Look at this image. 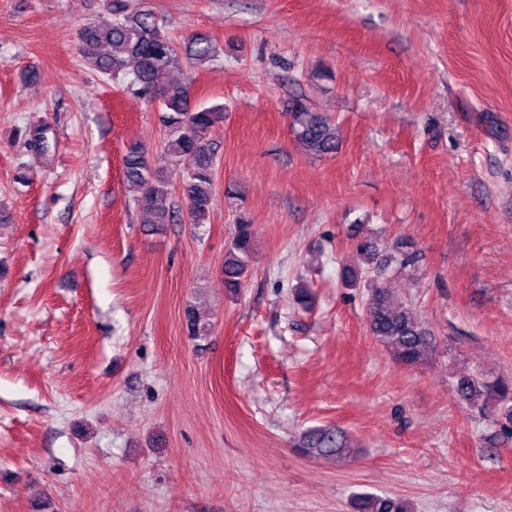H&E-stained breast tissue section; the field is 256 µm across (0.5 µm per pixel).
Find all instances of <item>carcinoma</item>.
<instances>
[{"label":"carcinoma","instance_id":"1","mask_svg":"<svg viewBox=\"0 0 512 512\" xmlns=\"http://www.w3.org/2000/svg\"><path fill=\"white\" fill-rule=\"evenodd\" d=\"M112 22H89L80 28V56L83 65L115 80H128L126 88L147 99L158 101L159 120L164 131L163 153L168 165L184 168L182 196L194 224L204 223L211 204L216 180L212 134L224 119V105L190 108V83L177 81L158 85V77L180 60L178 49L161 30L158 16L150 9H130L129 0H106ZM185 55L193 67L211 65L219 49L210 38L197 35L185 46ZM296 140L314 155L336 151L338 128L321 112L311 111L296 100L288 113ZM49 128L38 125L29 130L30 142L46 154L51 143ZM122 181L134 192V205L145 216L150 230H163L178 221V210L168 201L169 179L163 168L152 165L147 148L130 142L122 156ZM356 261L346 265L343 283L354 287L362 278L372 282L368 299V327L392 356L406 366L419 364L432 347V338L415 316L411 304L399 301L392 306L390 271L404 270L415 264V254L396 240L387 244L384 257L371 233L363 225L355 226ZM253 225L243 211L235 218L234 235L224 252L222 273L224 288L236 294L242 288L253 259ZM460 399L472 410L503 420L502 430L512 435V381L503 377L490 380L480 374L461 377L456 383ZM303 452L319 458L336 459L352 452L339 429L318 428L305 433ZM354 512H410L408 503L395 496L360 493L353 502Z\"/></svg>","mask_w":512,"mask_h":512}]
</instances>
